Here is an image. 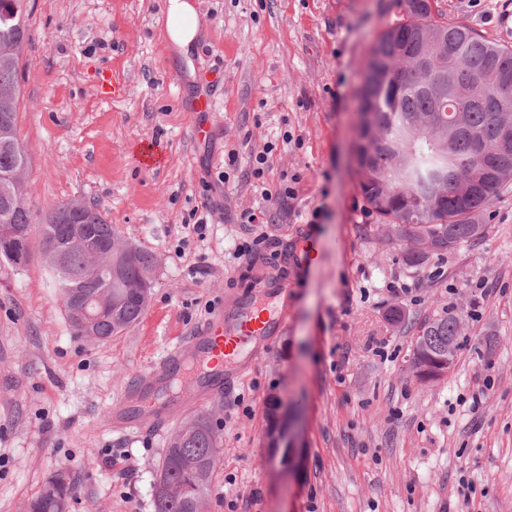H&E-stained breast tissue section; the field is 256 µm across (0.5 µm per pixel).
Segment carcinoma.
Returning a JSON list of instances; mask_svg holds the SVG:
<instances>
[{"instance_id":"1","label":"carcinoma","mask_w":512,"mask_h":512,"mask_svg":"<svg viewBox=\"0 0 512 512\" xmlns=\"http://www.w3.org/2000/svg\"><path fill=\"white\" fill-rule=\"evenodd\" d=\"M28 34L26 0H0V174L26 170L29 159L16 136L20 103L19 69ZM471 88L461 99L456 85ZM512 48L480 38L472 29L450 22L423 4L407 11L402 22L385 31L368 50V72L359 91L358 113L371 114V129L358 126L355 157L359 187L368 209L390 228L407 223L400 237L387 239L404 245L403 258L419 267L430 256L483 237L484 211L497 194L512 186V140L503 142V127H512ZM69 209L62 203L40 225L42 244L63 241L68 232L56 219ZM100 247L121 242L118 232L98 210L86 207ZM8 227L14 240L0 247V261L18 265L29 256L32 231L25 184L0 187V228ZM122 261L124 288H108L97 278L90 253H66L67 282L89 294L112 293V317L96 324L101 336H110L140 318L145 301L132 286L152 269L155 256L143 249ZM460 319L450 312L425 321L413 348V367L455 357ZM220 437L207 414L185 421L170 438L158 465L156 481L177 488L174 497L153 493L154 512H202L218 463ZM76 492L66 472L46 481L26 512H60Z\"/></svg>"}]
</instances>
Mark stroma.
I'll use <instances>...</instances> for the list:
<instances>
[{"instance_id": "35a3bbf8", "label": "stroma", "mask_w": 512, "mask_h": 512, "mask_svg": "<svg viewBox=\"0 0 512 512\" xmlns=\"http://www.w3.org/2000/svg\"><path fill=\"white\" fill-rule=\"evenodd\" d=\"M165 3L27 0L16 132L33 222L61 202L97 207L156 268L140 319L94 342L73 335L39 233L26 264L0 263V512H25L60 470L77 485L70 512H154L155 470L200 367L187 360L181 393L154 396L167 408L154 427L114 426L122 395L226 295L261 297L267 277L288 286V331L202 407L221 437L207 512H512V189L482 239L419 267L360 193L357 94L398 0H196L207 26L185 57L160 38ZM434 6L512 47V0ZM210 70L224 74L214 107L189 111ZM113 75L125 89L110 98L100 84ZM269 144L267 200L248 171ZM250 209L274 221L237 259ZM305 238L317 255L292 268ZM445 310L462 322L459 348L423 384L415 338ZM274 402L296 438L286 465L268 439Z\"/></svg>"}]
</instances>
